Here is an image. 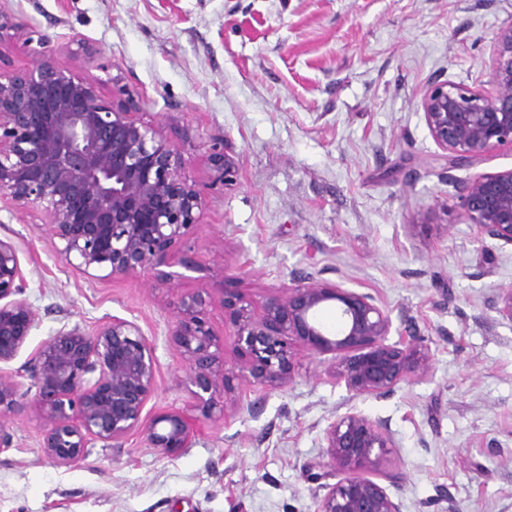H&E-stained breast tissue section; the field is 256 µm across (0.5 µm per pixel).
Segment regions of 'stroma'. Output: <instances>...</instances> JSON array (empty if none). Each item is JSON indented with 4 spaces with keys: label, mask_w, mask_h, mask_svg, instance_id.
I'll list each match as a JSON object with an SVG mask.
<instances>
[{
    "label": "stroma",
    "mask_w": 512,
    "mask_h": 512,
    "mask_svg": "<svg viewBox=\"0 0 512 512\" xmlns=\"http://www.w3.org/2000/svg\"><path fill=\"white\" fill-rule=\"evenodd\" d=\"M0 14L28 35L0 44V67L30 69L43 34L65 65L93 48L102 95L126 91L135 119L162 124L206 200L163 283L83 274L40 213L0 197V239L19 250L36 313L9 370L60 330L133 321L158 360L146 417L180 411L192 432L168 453L139 430L119 447L94 440L59 467L23 384L0 417V512H315L307 469L349 411L392 431L385 467L401 478L387 491L402 512H512V323L492 301L512 286V245L459 209L470 178L512 169V148L452 164L420 107L431 83L483 81L512 0H0ZM217 147L238 157L232 185L212 181ZM299 272L376 297L429 348L432 378L354 396L333 355L301 347L287 390L235 380V410L204 416L167 336L176 297L208 289L220 334L225 289L258 302Z\"/></svg>",
    "instance_id": "obj_1"
}]
</instances>
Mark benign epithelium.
<instances>
[{
    "label": "benign epithelium",
    "mask_w": 512,
    "mask_h": 512,
    "mask_svg": "<svg viewBox=\"0 0 512 512\" xmlns=\"http://www.w3.org/2000/svg\"><path fill=\"white\" fill-rule=\"evenodd\" d=\"M23 36L0 14V44ZM40 37L42 50L29 71L0 69V194L41 212L56 252L88 275L106 271L121 279L153 271L167 282L169 266L190 230L200 224L205 197L183 172L181 153L161 124L132 118L131 100L104 99L97 80L61 64ZM486 81L476 88L438 82L420 106L436 145L457 163H470L512 147V24L498 34L485 62ZM213 183L228 184L236 155L213 153ZM464 220L479 234L512 244V170L479 174L461 195ZM26 279L18 249L0 239V365L12 362L35 326L36 313L22 298ZM206 288L177 298L168 336L183 358L185 383L204 415L227 411L230 380L255 389L282 390L295 381L298 339L318 354L334 355L335 378L354 395L386 397L413 379L432 376L428 348L389 342L388 309L358 293L310 275L265 295L260 304L229 288L224 307L233 321L238 357L225 356L224 338L209 325ZM332 304L337 330L320 322ZM494 305L512 323V286L498 289ZM155 349L133 321L114 317L87 333L75 327L47 340L15 373L0 368V417L18 406L20 378L35 387L45 456L58 466L82 459L92 440L118 445L134 431L151 447L183 448L190 437L178 411L145 422L143 411L157 387ZM325 465L340 475L324 486L315 512H401L376 475L395 441L387 424L348 412L324 429Z\"/></svg>",
    "instance_id": "benign-epithelium-1"
}]
</instances>
